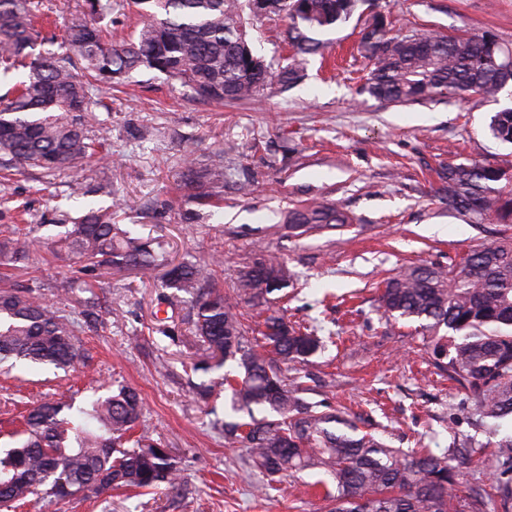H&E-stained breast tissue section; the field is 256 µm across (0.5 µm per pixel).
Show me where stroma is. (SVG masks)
<instances>
[{
  "label": "stroma",
  "instance_id": "stroma-1",
  "mask_svg": "<svg viewBox=\"0 0 512 512\" xmlns=\"http://www.w3.org/2000/svg\"><path fill=\"white\" fill-rule=\"evenodd\" d=\"M377 11L389 14L395 35L489 30L512 45V0H363L355 19L319 33L325 48L310 56L298 86L273 87L262 100L203 103L190 88L151 72L119 92L100 89L110 109L88 122L91 130L109 129L110 161L0 179V226L42 227L38 263L8 267L12 281L40 282L43 296L55 300L78 268L52 248L50 226L60 208L78 215L120 198L113 223L149 241L160 258L216 262L220 285H230L259 250L286 261L292 279L273 310L330 339L303 366L311 377L308 401L348 407L363 430L405 451L424 445L441 453L470 437L486 440L414 324L386 321L377 299L386 278L411 266L447 264L492 235L493 225L449 215L437 173L453 160L512 162V147L487 129L494 112L512 105V95L404 106L376 101L363 90L370 64L355 45L360 20ZM284 30V23L262 17L251 22L253 49L275 67L287 53ZM218 158L223 199L216 207L199 205L187 176L205 174ZM76 179L87 194L67 200ZM103 183L111 195L99 194ZM321 199L334 203L347 223H284L289 209ZM88 280L91 291L74 289L62 304L79 326L86 362L66 372L51 366L0 372V448L20 413L40 401L81 404L128 385L141 394L155 439L170 448L183 492L115 488L78 503L35 497L20 512H324L323 473L268 476L215 429V421L236 414L221 384L223 370L191 369L199 346L189 333L190 295L131 269L97 271ZM87 298L98 304L93 330L84 328L79 307ZM202 383L215 387L206 403L195 396Z\"/></svg>",
  "mask_w": 512,
  "mask_h": 512
}]
</instances>
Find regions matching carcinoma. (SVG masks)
I'll return each instance as SVG.
<instances>
[{
  "mask_svg": "<svg viewBox=\"0 0 512 512\" xmlns=\"http://www.w3.org/2000/svg\"><path fill=\"white\" fill-rule=\"evenodd\" d=\"M253 0H132L142 18L138 35L118 45L106 42L96 19L112 13V0H82L65 30V50L37 53L36 18L42 0H0V70L29 69V78L0 98V166L50 171L81 166L107 137L92 139L87 114L109 110L94 99L101 84L121 85L152 71L190 87L204 102L259 100L273 85L287 88L306 76L308 56L321 45L310 34L351 17L359 0H264L265 17L289 20L292 46L286 64L274 70L248 39L257 17ZM376 14L360 31L359 52L370 61L365 91L386 103L410 105L472 93L497 100L512 83V46L488 30L453 36L415 29L388 34ZM492 138L512 146V107L491 116ZM448 214L467 224L493 222L500 229L448 263L413 266L388 279L379 296L387 319L416 322L435 365L465 394L469 416L495 438L493 479L500 496L512 499V435L499 436L512 418V165L451 162L441 175ZM224 187V165L209 169L196 197L206 201ZM290 224H344L347 216L324 202L288 211ZM54 244L74 256L85 272L129 267L150 277L158 259L150 244L112 223V210L61 214ZM36 260L28 237L0 235V265ZM166 286L195 298L192 334L208 356L193 363L207 372L211 360H229L243 370L224 375L232 408L246 416L223 424L228 443L249 449L268 475L320 470L329 512H488L484 490L456 491L467 448L438 455L430 448L404 452L362 432L344 411L308 402L301 377L282 366L304 363L325 348L316 330L294 327L268 315L260 331L262 350L248 343L239 305L263 314L271 295L288 287L290 273L266 253L226 289L211 268L182 263L166 273ZM40 286L0 287V365L18 363L74 368L86 359L73 321L39 295ZM0 450V512L32 496L79 501L114 486L180 490L170 449L153 440L143 420L142 400L130 387L91 398L81 406L45 401L25 417L24 428Z\"/></svg>",
  "mask_w": 512,
  "mask_h": 512,
  "instance_id": "1",
  "label": "carcinoma"
}]
</instances>
